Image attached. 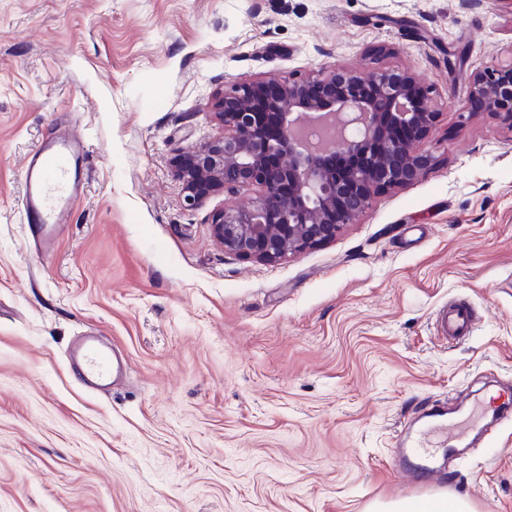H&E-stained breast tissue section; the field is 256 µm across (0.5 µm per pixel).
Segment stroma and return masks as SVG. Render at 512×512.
Segmentation results:
<instances>
[{
	"label": "stroma",
	"instance_id": "35a3bbf8",
	"mask_svg": "<svg viewBox=\"0 0 512 512\" xmlns=\"http://www.w3.org/2000/svg\"><path fill=\"white\" fill-rule=\"evenodd\" d=\"M512 61L502 0H0V512H369L401 498L393 437L427 404L512 384V127L467 115L466 73ZM346 64L414 71L439 112L417 182L334 241L227 253L216 195L176 161L236 81ZM68 124L86 182L51 254L22 166ZM469 337L434 329L449 299ZM128 359L86 390L71 340ZM476 512H512V417L454 464Z\"/></svg>",
	"mask_w": 512,
	"mask_h": 512
}]
</instances>
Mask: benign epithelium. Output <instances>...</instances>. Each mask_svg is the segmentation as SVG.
I'll list each match as a JSON object with an SVG mask.
<instances>
[{
  "label": "benign epithelium",
  "mask_w": 512,
  "mask_h": 512,
  "mask_svg": "<svg viewBox=\"0 0 512 512\" xmlns=\"http://www.w3.org/2000/svg\"><path fill=\"white\" fill-rule=\"evenodd\" d=\"M469 111L512 126V63L470 73ZM275 110L268 136L255 111ZM212 116L221 133L178 160L183 201L193 209L219 193H256L247 207L226 206L211 231L224 251L272 263L330 242L372 199L424 177L422 143L438 113L414 75L377 68L367 75L334 66L276 84L253 78L217 92Z\"/></svg>",
  "instance_id": "obj_1"
}]
</instances>
